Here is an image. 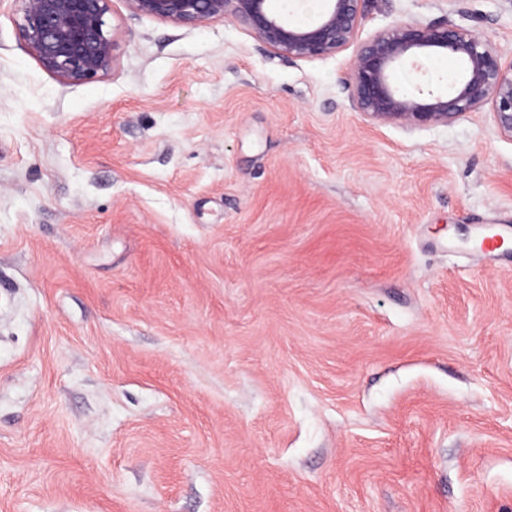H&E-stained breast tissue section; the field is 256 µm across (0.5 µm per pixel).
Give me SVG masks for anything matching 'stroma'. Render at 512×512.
I'll list each match as a JSON object with an SVG mask.
<instances>
[{
	"label": "stroma",
	"mask_w": 512,
	"mask_h": 512,
	"mask_svg": "<svg viewBox=\"0 0 512 512\" xmlns=\"http://www.w3.org/2000/svg\"><path fill=\"white\" fill-rule=\"evenodd\" d=\"M0 0V512H512V136L355 109V48L110 0L46 73ZM512 62V0H366ZM404 91L459 81L451 57Z\"/></svg>",
	"instance_id": "1"
}]
</instances>
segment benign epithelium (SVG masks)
<instances>
[{
  "instance_id": "obj_1",
  "label": "benign epithelium",
  "mask_w": 512,
  "mask_h": 512,
  "mask_svg": "<svg viewBox=\"0 0 512 512\" xmlns=\"http://www.w3.org/2000/svg\"><path fill=\"white\" fill-rule=\"evenodd\" d=\"M19 31L29 54L66 85H80L113 67L107 28L109 0H22ZM132 10L177 26L231 16L267 51L295 60L335 55L354 43L363 0H328L314 22L298 24L273 14L267 0H127ZM428 53L462 62L459 83L439 92L430 85L402 92L394 69ZM353 107L376 119L446 124L489 104L499 128L512 135V63L485 42L446 21L389 26L362 44L348 80Z\"/></svg>"
}]
</instances>
